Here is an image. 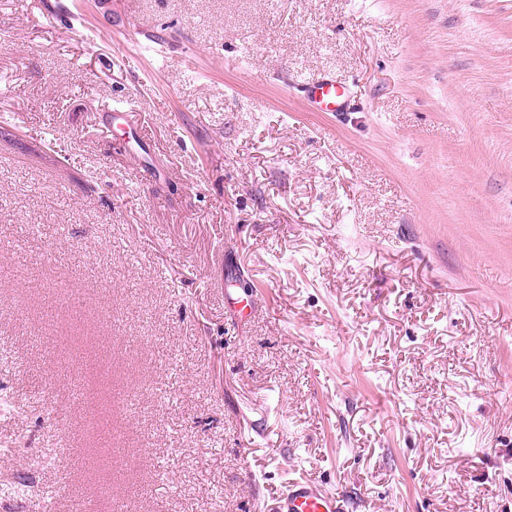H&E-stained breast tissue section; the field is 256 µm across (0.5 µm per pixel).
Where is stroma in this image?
Returning a JSON list of instances; mask_svg holds the SVG:
<instances>
[{
  "mask_svg": "<svg viewBox=\"0 0 512 512\" xmlns=\"http://www.w3.org/2000/svg\"><path fill=\"white\" fill-rule=\"evenodd\" d=\"M300 475L512 512V0H0V512ZM300 91L307 111L345 112L349 108L350 96L347 89L331 75L324 74L306 80Z\"/></svg>",
  "mask_w": 512,
  "mask_h": 512,
  "instance_id": "obj_1",
  "label": "stroma"
}]
</instances>
